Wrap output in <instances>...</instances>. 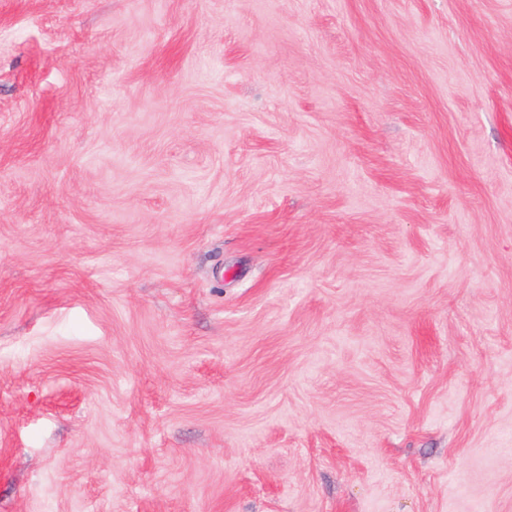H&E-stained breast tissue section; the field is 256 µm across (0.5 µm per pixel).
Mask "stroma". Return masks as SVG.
<instances>
[{
	"instance_id": "stroma-1",
	"label": "stroma",
	"mask_w": 512,
	"mask_h": 512,
	"mask_svg": "<svg viewBox=\"0 0 512 512\" xmlns=\"http://www.w3.org/2000/svg\"><path fill=\"white\" fill-rule=\"evenodd\" d=\"M0 512H512V0H0Z\"/></svg>"
}]
</instances>
